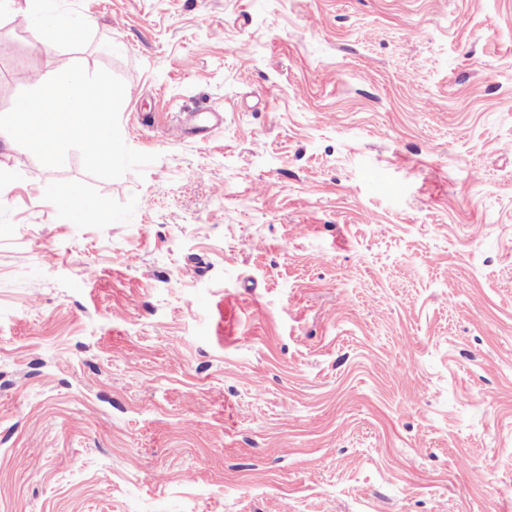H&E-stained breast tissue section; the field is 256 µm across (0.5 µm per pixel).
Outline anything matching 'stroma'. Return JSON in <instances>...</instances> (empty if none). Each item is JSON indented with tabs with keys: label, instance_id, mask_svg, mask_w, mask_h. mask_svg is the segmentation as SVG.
<instances>
[{
	"label": "stroma",
	"instance_id": "stroma-1",
	"mask_svg": "<svg viewBox=\"0 0 512 512\" xmlns=\"http://www.w3.org/2000/svg\"><path fill=\"white\" fill-rule=\"evenodd\" d=\"M55 5L0 114L103 68L158 159L0 139V512H512V0ZM32 19L33 33L40 42L43 35L50 34L61 40L79 37L84 33V25L68 14L58 12L52 7L53 0H26ZM53 195L59 209L74 222L80 223L91 219L103 220L106 217L105 202L86 196L78 187L55 190Z\"/></svg>",
	"mask_w": 512,
	"mask_h": 512
}]
</instances>
